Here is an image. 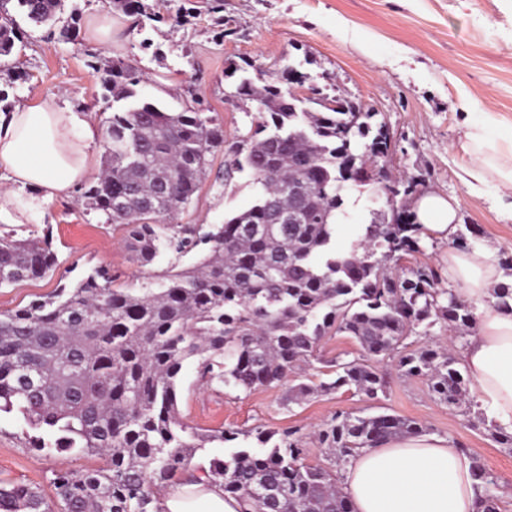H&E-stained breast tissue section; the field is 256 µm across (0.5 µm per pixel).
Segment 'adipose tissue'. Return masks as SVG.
I'll return each mask as SVG.
<instances>
[{
	"label": "adipose tissue",
	"instance_id": "ef3b65f1",
	"mask_svg": "<svg viewBox=\"0 0 512 512\" xmlns=\"http://www.w3.org/2000/svg\"><path fill=\"white\" fill-rule=\"evenodd\" d=\"M493 115L469 127L474 188L490 180L512 189V160L503 161L488 135ZM100 128L93 113L78 112L51 94L0 113V228L37 224L47 206L69 195L96 171ZM420 224L451 241L456 203L436 194L415 204ZM448 283L475 309L476 328L459 358L469 390L482 410L512 428V310L495 305L492 290L504 283L494 249L448 250ZM353 512H478L471 461L450 440L411 437L363 449L340 474ZM160 512H242L221 482L198 472L170 483Z\"/></svg>",
	"mask_w": 512,
	"mask_h": 512
}]
</instances>
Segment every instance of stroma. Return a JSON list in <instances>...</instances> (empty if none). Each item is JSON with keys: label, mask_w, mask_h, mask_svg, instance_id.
<instances>
[{"label": "stroma", "mask_w": 512, "mask_h": 512, "mask_svg": "<svg viewBox=\"0 0 512 512\" xmlns=\"http://www.w3.org/2000/svg\"><path fill=\"white\" fill-rule=\"evenodd\" d=\"M143 2L149 16L139 25L109 0H63L52 25L37 26L16 14L22 39L10 56L0 58V111L62 94L75 110L105 122L112 96L101 77L120 57L141 73L142 100L174 112L200 103L232 142L251 125L250 116L231 101L232 68L250 61L272 79L304 60L322 96L344 95L386 125L394 137L384 160L391 173L415 178L419 193L453 199L460 224L470 229L469 247L490 246L497 258H512V192L493 182L481 193L472 192L464 138L466 127L490 112L498 143H512V0H224L218 16L208 13L206 0ZM94 15L111 18L110 37L88 39L84 28ZM70 23L77 24L78 36L61 37V28ZM225 159L221 150L212 155L211 175L178 223L220 224L252 205L256 189L249 172L236 174L227 185L215 180ZM370 196L366 188L346 193L347 217L337 227V245H350L362 235L375 209ZM47 234L60 260L57 273L0 288V311L73 285L98 266L108 267L125 286L141 282L150 270L182 268L194 260L190 254H168L152 269L137 267L128 259L124 231L87 209L78 189L50 203L42 223L18 226L11 237L39 240ZM377 367L388 380L378 400L319 392L297 405L288 401L290 382L218 393L201 385L189 362L181 373L179 409L185 422L201 429L277 436L301 429L311 466L328 463L314 433L336 412L411 418L426 435L449 439L467 456L479 457L494 481L499 512H512V450L472 416L434 399L425 378L402 376L388 359ZM102 464L91 454L37 455L17 417L0 413V479L37 484L48 493L53 470H94Z\"/></svg>", "instance_id": "35a3bbf8"}]
</instances>
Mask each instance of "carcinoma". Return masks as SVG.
<instances>
[{
    "instance_id": "obj_1",
    "label": "carcinoma",
    "mask_w": 512,
    "mask_h": 512,
    "mask_svg": "<svg viewBox=\"0 0 512 512\" xmlns=\"http://www.w3.org/2000/svg\"><path fill=\"white\" fill-rule=\"evenodd\" d=\"M62 0H17L36 25L56 20ZM131 16L146 15L142 0H112ZM20 32L0 16V57L12 54ZM140 79L121 58L102 76L116 103L105 121L103 170L83 192L90 208L126 232L129 259L140 267L173 253L197 261L170 268L128 288L113 286L106 268L71 288L61 287L0 314V413H16L32 432L38 453L100 456L97 470L64 469L51 484L54 499L37 486L0 480V512H157L160 487L186 470L206 445L234 443V429H201L177 408L183 366L197 364L210 387L251 391L277 385L311 362L324 337L345 334L361 357L336 364V378L296 397L347 388L370 399L386 388L372 361L388 357L420 326L473 328L474 307L441 287L438 273L419 267L395 272L401 257L420 250L423 225L373 222L348 248L333 242L344 192L336 177L366 184L370 166L385 153L376 140L374 112H340L317 100L307 109L278 85L243 81V95L262 111L228 147L224 180L250 170L255 203L205 229L171 224L192 201L224 146V129L195 107L171 112L138 98ZM299 179L318 187L301 202L290 191ZM408 201L416 183L392 181ZM306 210L302 224H269L266 203ZM59 266L49 237L0 241V287L53 274ZM447 349L426 346L398 360V370L424 377L431 394L450 408L471 409L467 384ZM490 424L512 450V432ZM424 432L417 421L392 414L340 412L317 433L332 467L303 462L306 448L294 431L268 446L241 447L211 460L209 476L243 502V512H352L336 469L365 448ZM482 512H497L484 465L472 459Z\"/></svg>"
}]
</instances>
